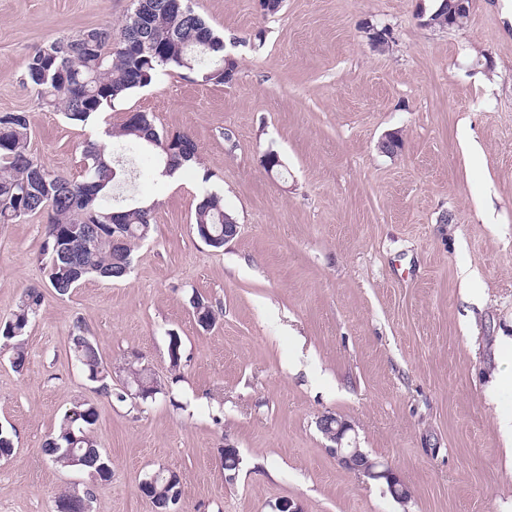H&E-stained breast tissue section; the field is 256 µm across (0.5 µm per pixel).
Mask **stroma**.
<instances>
[{"instance_id":"35a3bbf8","label":"stroma","mask_w":512,"mask_h":512,"mask_svg":"<svg viewBox=\"0 0 512 512\" xmlns=\"http://www.w3.org/2000/svg\"><path fill=\"white\" fill-rule=\"evenodd\" d=\"M434 5L283 0L265 16L256 0H195L237 59L235 80L162 71L74 124L23 84L25 63L56 38L120 29L132 0H0V113L27 114L48 170L82 180L83 145L131 112L189 133L199 155L173 183L155 158L137 160L129 193L155 209L124 280L57 297L44 217L0 224V322L25 290L44 294L23 370L0 352V428L15 443L0 512H53L68 488L91 490V512H153L140 484L161 466L181 478V512H275L284 499L302 512H512L498 425L512 362L497 349L512 337V0H471L449 29L423 25ZM369 25L388 30L386 49ZM269 151L281 160L271 173ZM205 187L238 224L220 250L193 231ZM195 293L219 309L212 329L196 322ZM80 328L113 388L139 355L155 399L94 391L69 352ZM77 401L97 409L110 481L42 455ZM327 413L391 465L407 503L338 463L317 426ZM228 441L241 458L230 480Z\"/></svg>"}]
</instances>
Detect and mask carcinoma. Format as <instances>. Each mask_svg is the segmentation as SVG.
Masks as SVG:
<instances>
[{"label": "carcinoma", "mask_w": 512, "mask_h": 512, "mask_svg": "<svg viewBox=\"0 0 512 512\" xmlns=\"http://www.w3.org/2000/svg\"><path fill=\"white\" fill-rule=\"evenodd\" d=\"M155 10L156 24L141 37L137 50L126 49L138 6ZM451 3L438 0L429 15L430 25L448 26ZM188 70L206 82L234 80L237 61L224 54V39L194 10L191 0H133L119 38L112 26L87 29L39 47L29 56L23 83L46 104L62 110L73 123H85L130 92L152 84L161 70ZM0 224H13L27 216L47 214L41 256L55 294L69 295L87 277L121 280L130 272L132 247L146 239L152 228L154 205L124 204L115 192L120 185L113 170L120 156L144 147L158 151L166 174L197 162L193 139L178 132L177 149L167 153L170 134L160 132L153 119L137 112L105 131L109 141L87 142L82 155L84 178L74 181L51 172L29 150V122L23 112L0 114ZM235 219L224 210L223 198L204 195L195 212L194 230L208 246L224 248V225ZM44 300L36 289L26 290L11 317L0 323V349L13 352L12 364L25 362L24 336ZM191 307L199 325L212 328L217 313L207 299L192 295ZM70 351L94 389L112 396V373L103 363L98 345L83 331L70 336ZM95 406L77 401L63 414L58 427L45 440L42 453L60 468L88 472L103 482L112 477V461L94 434ZM152 475L157 484H140L155 512H174L181 498L177 472L160 468Z\"/></svg>", "instance_id": "obj_1"}]
</instances>
